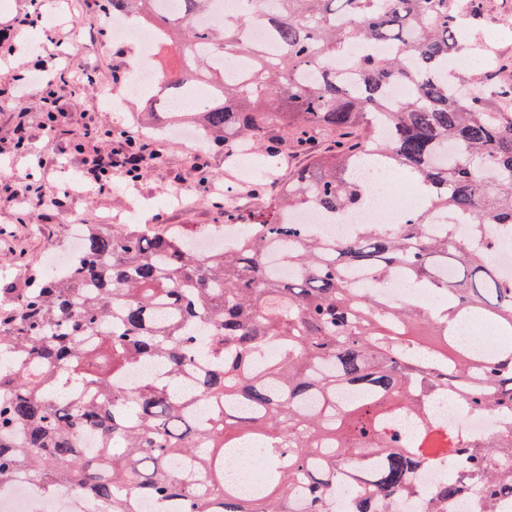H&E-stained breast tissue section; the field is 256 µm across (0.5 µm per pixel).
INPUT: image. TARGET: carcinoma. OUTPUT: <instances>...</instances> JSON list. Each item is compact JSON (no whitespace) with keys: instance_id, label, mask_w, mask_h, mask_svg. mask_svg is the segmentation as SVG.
Segmentation results:
<instances>
[{"instance_id":"cac0c4a2","label":"carcinoma","mask_w":512,"mask_h":512,"mask_svg":"<svg viewBox=\"0 0 512 512\" xmlns=\"http://www.w3.org/2000/svg\"><path fill=\"white\" fill-rule=\"evenodd\" d=\"M112 20L179 37L182 63L146 100L162 125L197 123L229 155L252 146L301 164L259 205L229 249L202 253L183 234L141 224H88L64 272L22 288L0 282V483L36 475L45 496L68 487L101 512H140L142 500L181 499L184 512H336V483L355 449L369 472L353 512H396L420 492L428 465L468 468L424 492L430 512L461 495L512 497V428L481 451L424 427L431 399L456 393L477 410L512 407V340L481 356L455 327L479 314L512 337V280L490 259L489 230L512 227V62L494 59L471 80L445 71L474 49L465 29L485 0H279L267 26L274 57L243 35L251 10L200 24L212 0H107ZM390 42L363 56L352 87L324 73L345 41ZM410 87L399 102L390 83ZM456 145L441 163L437 153ZM375 156L426 190L395 232L365 224L336 242L303 234L285 213L327 214L367 204L362 160ZM466 213L474 241L436 239L431 215ZM277 251L293 278L270 267ZM438 293L439 314L387 304L349 283L396 270ZM277 343L279 356L265 360ZM159 375L133 385L142 365ZM97 438L96 451L82 437ZM261 449L263 491L242 496L225 474L229 448Z\"/></svg>"}]
</instances>
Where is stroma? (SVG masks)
Listing matches in <instances>:
<instances>
[{"label": "stroma", "instance_id": "35a3bbf8", "mask_svg": "<svg viewBox=\"0 0 512 512\" xmlns=\"http://www.w3.org/2000/svg\"><path fill=\"white\" fill-rule=\"evenodd\" d=\"M34 10L40 11L41 23L22 28L14 45L0 44V275L23 283L31 273L47 268L50 254L69 253L72 225L99 223L103 214L124 210L140 193L150 203L148 224H171L193 236L203 227L223 223V197L199 188L200 174L187 160V147L176 140L159 146V160L150 162L138 182L118 180L109 190L87 184V162L109 147L106 140L90 136V129L134 135L138 128L130 118L112 112L96 90L78 79L76 68L92 65L102 83L125 94L130 45L106 33L88 40L75 15L59 14L57 0H10L9 7L0 8V29ZM65 52L74 55L75 63L60 69L53 89L68 109L57 114V132L49 139L40 107L45 90L28 83L27 77L42 59ZM20 124L30 133L21 148L15 136ZM46 154L56 155V162L41 164ZM179 185L191 193L175 212L164 200ZM40 190L63 198L64 206L49 212L39 208L35 197Z\"/></svg>", "mask_w": 512, "mask_h": 512}]
</instances>
